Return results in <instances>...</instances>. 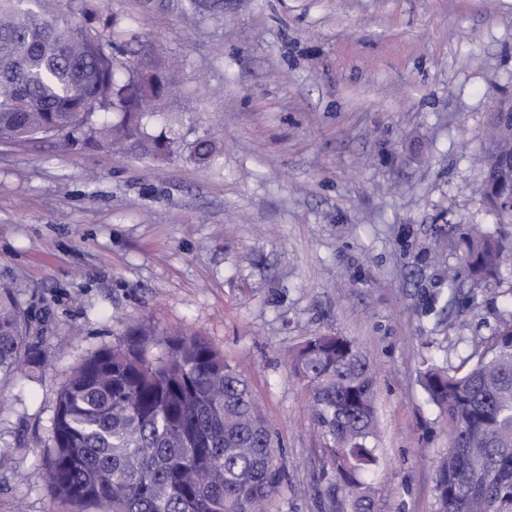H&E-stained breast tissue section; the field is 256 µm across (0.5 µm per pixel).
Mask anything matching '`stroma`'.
<instances>
[{
    "mask_svg": "<svg viewBox=\"0 0 512 512\" xmlns=\"http://www.w3.org/2000/svg\"><path fill=\"white\" fill-rule=\"evenodd\" d=\"M110 5L172 62L163 122L183 149L0 144V291L32 361L0 380V512H61L41 479L58 394L143 322L246 367L288 475L275 512H342L288 359L315 334L355 340L377 372L380 510L437 512L448 430L420 375L495 336L512 273L434 309V233L497 227L475 188L512 97V0Z\"/></svg>",
    "mask_w": 512,
    "mask_h": 512,
    "instance_id": "obj_1",
    "label": "stroma"
}]
</instances>
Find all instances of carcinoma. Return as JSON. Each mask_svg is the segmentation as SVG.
Masks as SVG:
<instances>
[{
	"label": "carcinoma",
	"mask_w": 512,
	"mask_h": 512,
	"mask_svg": "<svg viewBox=\"0 0 512 512\" xmlns=\"http://www.w3.org/2000/svg\"><path fill=\"white\" fill-rule=\"evenodd\" d=\"M109 0H0V142L55 136L124 146L156 158L181 148L152 118L174 92L168 65L146 60L140 36L117 41ZM512 122L488 117L481 194L512 226ZM448 255V302L512 269V234L478 224L438 230ZM24 318L0 295V377H20ZM164 352L152 357L156 346ZM449 369L421 374L429 403L448 421L437 466L439 512H512V309L495 336ZM289 376L305 387L314 428L347 494L348 512H379L376 370L346 336H308ZM271 426L244 370L198 334L129 329L74 371L58 395L44 486L66 512H268L283 491Z\"/></svg>",
	"instance_id": "carcinoma-1"
}]
</instances>
